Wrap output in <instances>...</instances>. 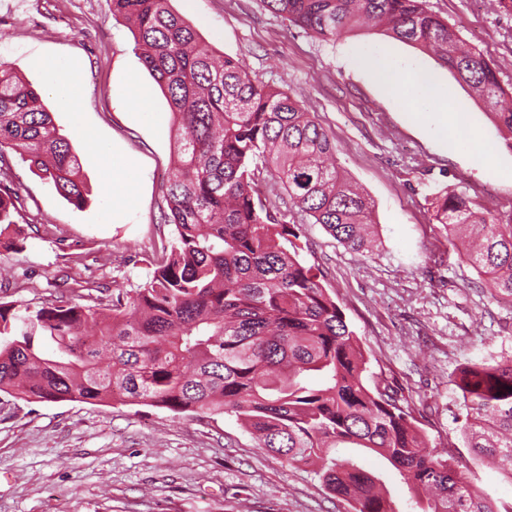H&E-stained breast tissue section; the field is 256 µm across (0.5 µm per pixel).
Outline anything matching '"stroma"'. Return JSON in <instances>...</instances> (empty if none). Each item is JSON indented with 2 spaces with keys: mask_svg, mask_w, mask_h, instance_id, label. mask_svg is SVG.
<instances>
[{
  "mask_svg": "<svg viewBox=\"0 0 512 512\" xmlns=\"http://www.w3.org/2000/svg\"><path fill=\"white\" fill-rule=\"evenodd\" d=\"M465 47L480 51L512 91V11L498 0H425ZM204 40L247 71L294 95L332 136L336 163L374 204L378 247L356 253L319 224L302 226L303 256L343 310L400 405L437 449L461 453L476 485L512 505V482L465 448L456 418L458 368L512 355V306L491 298L463 245L433 223L430 202L449 186L501 216L512 213V150L471 89L434 57L359 29L334 41L294 26L261 0H171ZM388 47L401 67L433 70L449 90L455 143L409 120L359 56ZM112 0H0V59L38 88L81 162L88 202L76 207L12 159L21 240L0 235V302L39 306L56 291L138 287L174 237L163 223L173 155L168 102L139 60ZM80 68V111L50 91L39 62ZM136 75L146 104L117 89ZM494 145L485 161L465 144ZM135 158L138 193L112 221L104 158ZM0 512H348L312 466H289L257 448L235 417L177 415L143 405L27 402L0 392Z\"/></svg>",
  "mask_w": 512,
  "mask_h": 512,
  "instance_id": "1",
  "label": "stroma"
}]
</instances>
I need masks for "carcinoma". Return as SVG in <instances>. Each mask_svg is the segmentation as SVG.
Returning a JSON list of instances; mask_svg holds the SVG:
<instances>
[{"label":"carcinoma","mask_w":512,"mask_h":512,"mask_svg":"<svg viewBox=\"0 0 512 512\" xmlns=\"http://www.w3.org/2000/svg\"><path fill=\"white\" fill-rule=\"evenodd\" d=\"M324 40L372 22L382 35L435 57L468 85L512 149V101L496 71L466 49L424 0H261ZM173 115L166 178L175 240L144 284L80 304L0 302V392L29 402L135 404L196 416L230 414L262 450L315 465L351 512H398L373 452L400 476L417 512H512L485 497L460 456L436 452L410 408L369 373L344 312L303 259L300 225L280 222L256 188L278 179L300 215L364 252L373 205L336 165L329 134L289 93L211 46L170 0H112ZM78 208L80 160L58 134L40 92L0 59V225L14 223L10 156ZM433 221L477 239L460 255L492 298L512 304V214L503 219L445 187ZM460 433L512 479V356L465 365Z\"/></svg>","instance_id":"obj_1"}]
</instances>
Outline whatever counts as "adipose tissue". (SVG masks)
Listing matches in <instances>:
<instances>
[{
    "label": "adipose tissue",
    "instance_id": "obj_1",
    "mask_svg": "<svg viewBox=\"0 0 512 512\" xmlns=\"http://www.w3.org/2000/svg\"><path fill=\"white\" fill-rule=\"evenodd\" d=\"M371 77L383 89L399 98L408 107V117L413 121L433 119L440 134H447L452 123L450 113L440 111L439 106L447 93L434 75L417 65L401 69L391 51L378 50L364 58Z\"/></svg>",
    "mask_w": 512,
    "mask_h": 512
}]
</instances>
